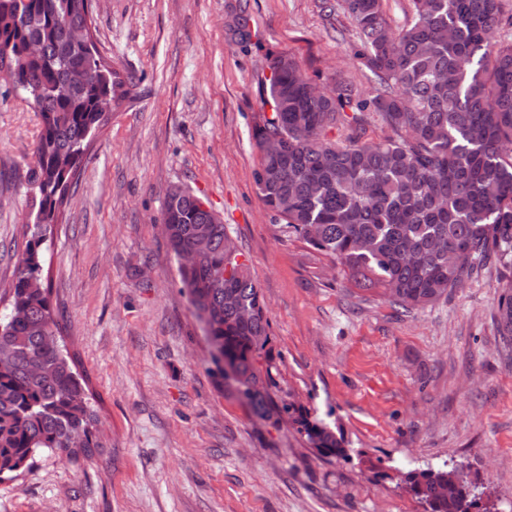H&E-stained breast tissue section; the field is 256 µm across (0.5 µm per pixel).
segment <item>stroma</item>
<instances>
[{
	"mask_svg": "<svg viewBox=\"0 0 512 512\" xmlns=\"http://www.w3.org/2000/svg\"><path fill=\"white\" fill-rule=\"evenodd\" d=\"M236 0H93L97 45L134 77L133 100L93 138L44 251L51 306L90 377L104 443L78 461L41 453L0 481V512H424L411 469L464 466L512 512V359L487 265L402 316L310 262L261 199L252 139L271 55L321 90L375 81L347 19L320 0H248L257 36L228 32ZM37 112L0 81V286L25 249ZM175 185L203 197L248 258L267 305L279 405L339 430L324 459L296 429L252 416L211 371L163 231Z\"/></svg>",
	"mask_w": 512,
	"mask_h": 512,
	"instance_id": "stroma-1",
	"label": "stroma"
}]
</instances>
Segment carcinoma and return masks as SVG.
Returning <instances> with one entry per match:
<instances>
[{"label": "carcinoma", "instance_id": "1", "mask_svg": "<svg viewBox=\"0 0 512 512\" xmlns=\"http://www.w3.org/2000/svg\"><path fill=\"white\" fill-rule=\"evenodd\" d=\"M403 25L392 27L381 0H322L327 16L342 12L355 30L358 58L375 78L370 98L338 81L310 98L309 79L283 54L272 57L267 98L272 115L256 122L255 183L288 233L365 292L381 291L402 313L448 297L493 258L512 268V41L492 34L512 27L506 0H410ZM92 16V0H0V68L15 72L13 89L39 102V141L30 167L35 208L30 238L8 288L0 318V480L31 471L38 453L91 457L102 443L87 375L70 355L42 277L43 245L72 182L56 165L60 153L81 163L104 123L97 102L124 87L99 53L74 45L68 25ZM235 42L252 41L248 17H234ZM46 56L24 55L28 40ZM89 80L68 97L52 87L71 69ZM390 135L364 139L369 113ZM344 131L340 139L329 137ZM280 146L264 148L267 134ZM163 220L173 256L197 237L199 262L179 271L195 316L207 315L212 339L243 377L262 375L269 322L266 305L222 221L189 188L165 198ZM497 328L512 348V280L502 285ZM264 341L257 342V337ZM254 415L288 420L324 457L346 458L343 439L268 389L245 398ZM405 473L409 494L430 512H487L465 468L457 482L433 471Z\"/></svg>", "mask_w": 512, "mask_h": 512}]
</instances>
